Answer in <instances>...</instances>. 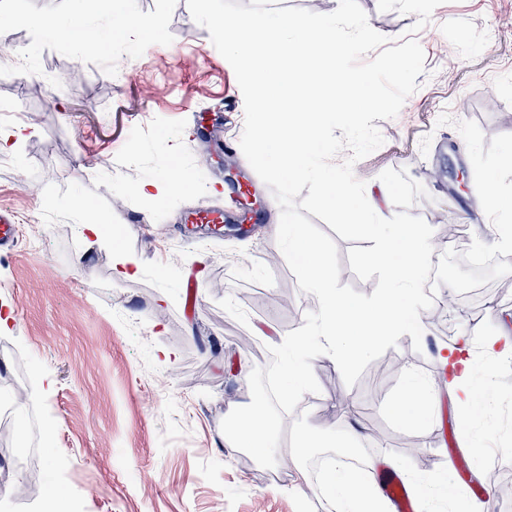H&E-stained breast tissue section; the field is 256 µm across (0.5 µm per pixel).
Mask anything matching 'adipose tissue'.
I'll return each mask as SVG.
<instances>
[{
  "label": "adipose tissue",
  "instance_id": "ef3b65f1",
  "mask_svg": "<svg viewBox=\"0 0 512 512\" xmlns=\"http://www.w3.org/2000/svg\"><path fill=\"white\" fill-rule=\"evenodd\" d=\"M323 493L336 512H382L381 495L369 476L361 470L341 463L324 480Z\"/></svg>",
  "mask_w": 512,
  "mask_h": 512
}]
</instances>
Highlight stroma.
<instances>
[{
	"instance_id": "stroma-1",
	"label": "stroma",
	"mask_w": 512,
	"mask_h": 512,
	"mask_svg": "<svg viewBox=\"0 0 512 512\" xmlns=\"http://www.w3.org/2000/svg\"><path fill=\"white\" fill-rule=\"evenodd\" d=\"M370 26L395 44L417 39L425 72L392 119L378 120L381 147L354 166L381 198L384 216L398 212L433 222L469 223V239L491 244L483 208L464 212L474 181L453 190L439 170L455 125L441 113L478 123L485 137L512 134V0H358ZM15 22L0 33V128L25 126L23 140L0 152V207L10 208L22 236L0 249V385L25 375L38 400L40 466L64 490L54 512H333L322 479L307 459L335 448L350 429L359 453L406 473L419 512H464L474 497L459 487L452 457L468 466L470 486L486 489L498 512L497 485L512 481L494 452L512 449V364L485 340L512 342V275L463 293L438 324L424 325L420 347L404 335L381 377L365 371L347 386L329 356L313 359L318 394H304L289 414L277 453L279 485L221 431L231 410L251 401L254 367L269 346L318 310L302 292L276 241L280 208L268 186L249 196L268 207L247 238L213 242L185 232L186 212L224 198L235 159L199 146L180 115L208 108L225 138L240 140L244 115L219 108L220 91L238 92L234 71L186 0H14ZM145 33L127 46L122 82L111 53L85 44L101 35L121 41L128 14ZM80 23L82 42L64 44L35 26L38 17ZM144 182H166L158 199ZM107 213L119 235L92 238L86 215ZM134 259L137 276L114 270L115 251ZM200 284V306H185L182 284ZM290 307H283L282 298ZM463 347L474 385L490 382L499 402L461 428L463 408L449 376L432 378L438 353ZM436 393L431 418L399 424L409 376ZM12 440H0V499L10 512H43L23 496L19 472L4 466ZM447 494H439L440 486Z\"/></svg>"
}]
</instances>
